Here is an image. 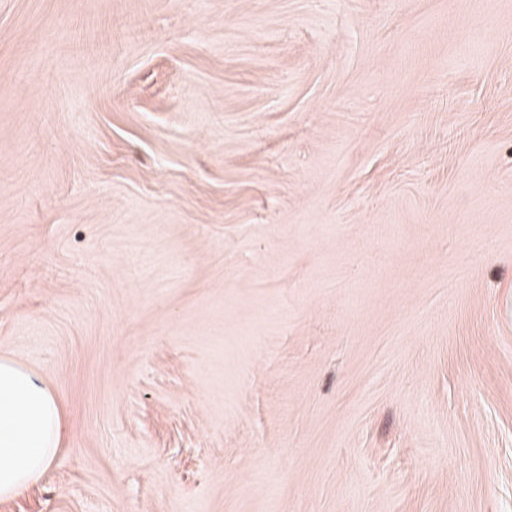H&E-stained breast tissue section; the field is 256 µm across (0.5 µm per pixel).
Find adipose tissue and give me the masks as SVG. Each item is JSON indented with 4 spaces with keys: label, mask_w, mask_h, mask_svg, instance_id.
<instances>
[{
    "label": "adipose tissue",
    "mask_w": 512,
    "mask_h": 512,
    "mask_svg": "<svg viewBox=\"0 0 512 512\" xmlns=\"http://www.w3.org/2000/svg\"><path fill=\"white\" fill-rule=\"evenodd\" d=\"M64 415L54 392L13 360L0 359V498L38 482L64 439Z\"/></svg>",
    "instance_id": "ef3b65f1"
}]
</instances>
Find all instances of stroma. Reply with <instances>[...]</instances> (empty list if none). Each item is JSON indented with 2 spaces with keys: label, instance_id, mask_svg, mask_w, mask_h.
Instances as JSON below:
<instances>
[{
  "label": "stroma",
  "instance_id": "35a3bbf8",
  "mask_svg": "<svg viewBox=\"0 0 512 512\" xmlns=\"http://www.w3.org/2000/svg\"><path fill=\"white\" fill-rule=\"evenodd\" d=\"M0 512H512V0H0ZM64 415L54 392L13 360L0 359V498L38 482L55 463Z\"/></svg>",
  "mask_w": 512,
  "mask_h": 512
}]
</instances>
